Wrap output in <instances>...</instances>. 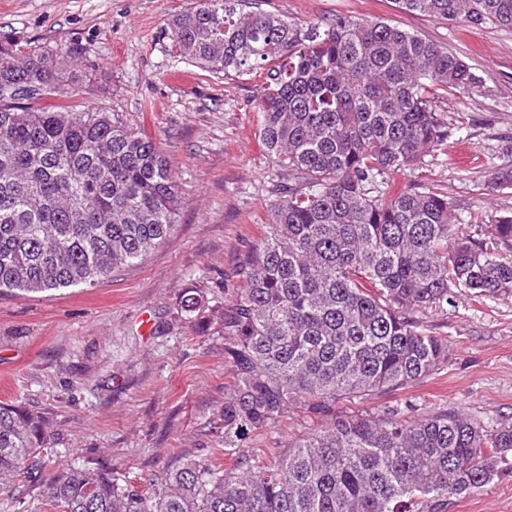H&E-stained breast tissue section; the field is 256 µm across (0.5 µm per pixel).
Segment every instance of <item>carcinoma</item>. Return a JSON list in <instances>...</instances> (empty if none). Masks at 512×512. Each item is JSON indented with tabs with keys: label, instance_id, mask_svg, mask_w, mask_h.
<instances>
[{
	"label": "carcinoma",
	"instance_id": "cac0c4a2",
	"mask_svg": "<svg viewBox=\"0 0 512 512\" xmlns=\"http://www.w3.org/2000/svg\"><path fill=\"white\" fill-rule=\"evenodd\" d=\"M261 0H194L169 20L172 48L213 74L265 70L256 108L281 192L265 237L237 268L224 306V409L203 435L225 466L179 464L141 489L96 460L57 469L47 512H412L416 500L479 489L512 449V425L415 406L336 416V403L402 388L448 364L424 319L461 294L512 293V215L471 231L438 188L383 185L448 147L438 91L481 83L442 45L382 20L338 17L305 31ZM401 9L512 27V0H398ZM72 52L0 45V294L92 288L139 263L182 206L153 140L103 113L61 104ZM512 190V165L490 178ZM181 310L206 323L204 297ZM296 408L325 426L273 460L244 442ZM46 420L0 403V492L36 482Z\"/></svg>",
	"mask_w": 512,
	"mask_h": 512
}]
</instances>
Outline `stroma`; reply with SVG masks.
I'll return each instance as SVG.
<instances>
[{
  "label": "stroma",
  "mask_w": 512,
  "mask_h": 512,
  "mask_svg": "<svg viewBox=\"0 0 512 512\" xmlns=\"http://www.w3.org/2000/svg\"><path fill=\"white\" fill-rule=\"evenodd\" d=\"M191 0H0V44L65 47L79 78H65L50 109L65 101L106 112L155 140L184 204L172 235L146 260L94 288L0 296V401L43 413L54 468L99 458L138 486L186 460L221 457L201 431L224 407L231 375L218 313L236 293L235 269L263 236L277 197V166L255 108L263 72L216 75L170 47L171 16ZM264 10L300 28L339 16L381 19L433 40L467 62L479 88L449 92L441 106L453 135L445 150L394 175L407 185L446 192L464 221L512 211V192L491 193L488 179L512 164V28L437 20L400 9L397 0H263ZM201 290L211 313L195 327L180 309L185 289ZM448 340L443 370L338 412L366 415L411 403L419 412L461 411L492 429L512 423V294L458 297L428 321ZM321 426L289 410L250 447L267 456ZM42 482L27 491L39 506ZM415 512H512V451L473 492L419 503Z\"/></svg>",
  "instance_id": "stroma-1"
}]
</instances>
